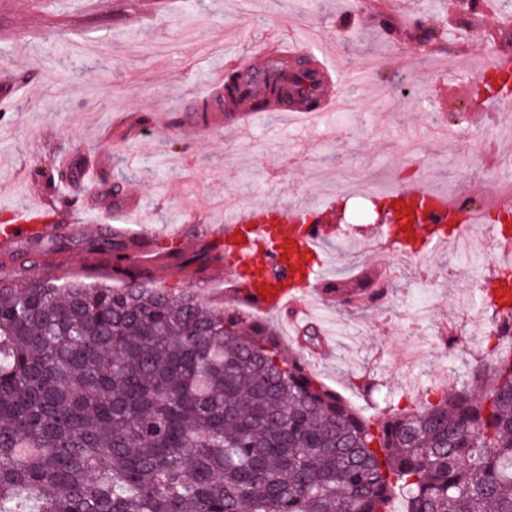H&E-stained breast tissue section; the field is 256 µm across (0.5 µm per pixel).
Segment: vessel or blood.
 <instances>
[{
  "label": "vessel or blood",
  "instance_id": "1",
  "mask_svg": "<svg viewBox=\"0 0 512 512\" xmlns=\"http://www.w3.org/2000/svg\"><path fill=\"white\" fill-rule=\"evenodd\" d=\"M320 51V41L297 40L281 29L274 39L245 47L232 66L242 74L248 94L261 96L282 78V62ZM323 73L320 67L304 70L300 99L294 105L279 106L289 120L313 123L345 104L342 93L327 88ZM209 98L212 113L203 119H192V129L205 132L221 126L223 80H216ZM309 98L317 100V107L306 106ZM385 194L395 209L408 208L417 215L412 239L424 250L447 249L467 225L484 221L483 214L455 204V191L437 187L429 180L408 186L394 184ZM320 214V208L310 205L270 208L237 204L225 208L223 223L205 231L218 244L232 246V256L222 262L221 268L225 280L243 282L240 299L253 304L261 313L283 317L295 334L308 322L309 311L303 297L318 288L321 281L319 244L325 241L327 230ZM55 232L56 227L50 224L43 208L16 210L9 212L6 223L0 225V244L19 243L36 233L46 236ZM268 289L273 292L269 299L263 296Z\"/></svg>",
  "mask_w": 512,
  "mask_h": 512
}]
</instances>
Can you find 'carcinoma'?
I'll list each match as a JSON object with an SVG mask.
<instances>
[{"instance_id":"cac0c4a2","label":"carcinoma","mask_w":512,"mask_h":512,"mask_svg":"<svg viewBox=\"0 0 512 512\" xmlns=\"http://www.w3.org/2000/svg\"><path fill=\"white\" fill-rule=\"evenodd\" d=\"M83 245L111 279H0V512H390L397 493L404 512H512V301L493 300V363L374 423L312 374L316 326L287 349L233 302L154 285L165 265L202 282L216 242L145 252L107 226Z\"/></svg>"}]
</instances>
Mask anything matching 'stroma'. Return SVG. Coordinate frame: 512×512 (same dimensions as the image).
I'll use <instances>...</instances> for the list:
<instances>
[{
	"label": "stroma",
	"instance_id": "1",
	"mask_svg": "<svg viewBox=\"0 0 512 512\" xmlns=\"http://www.w3.org/2000/svg\"><path fill=\"white\" fill-rule=\"evenodd\" d=\"M8 0L0 10V217L46 204L55 223L83 214L85 237L125 223L122 200H136L149 233L170 224H220V198L276 205L318 196L334 200L327 230L337 234L353 201L336 191L356 178L409 180L412 171L463 192L496 178L485 157L494 141L512 143V118L473 117L465 88L474 72L512 57V2L498 10L448 13L447 0ZM280 26L323 35L355 111L317 127L287 126L259 113L249 133L226 127L204 137L187 126L226 44L244 46ZM102 166L83 177V159ZM73 179L59 177L58 158ZM354 252L323 262L338 274H372L381 300H320L316 315L327 352L310 369L376 419L392 408L426 404L430 389H454L487 353L492 310L482 302L493 265L460 254L413 256L392 266L385 247L357 227ZM48 268L0 264V278L29 282L46 270L86 281L95 257L76 247L49 255ZM159 287H194L210 304L229 285L217 270L190 285L176 268ZM455 336L443 345V335ZM377 385L359 388L362 377Z\"/></svg>",
	"mask_w": 512,
	"mask_h": 512
}]
</instances>
